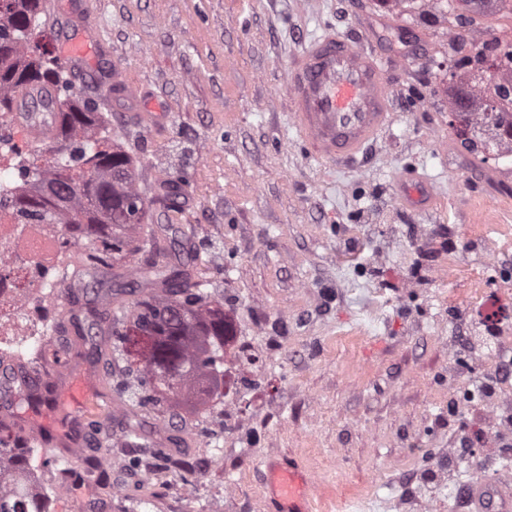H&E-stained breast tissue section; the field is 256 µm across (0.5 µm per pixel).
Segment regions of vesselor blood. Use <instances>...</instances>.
I'll return each instance as SVG.
<instances>
[{
  "label": "vessel or blood",
  "mask_w": 512,
  "mask_h": 512,
  "mask_svg": "<svg viewBox=\"0 0 512 512\" xmlns=\"http://www.w3.org/2000/svg\"><path fill=\"white\" fill-rule=\"evenodd\" d=\"M60 40L61 57L75 75L98 86L116 84L114 66L86 67L90 47L101 43L98 34H64ZM382 75L378 56L332 31L307 44L302 58L288 70L286 88L293 122L314 156L357 158L388 126L391 104ZM270 473L282 512H310L308 472L295 464H276Z\"/></svg>",
  "instance_id": "1"
}]
</instances>
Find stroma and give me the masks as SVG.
<instances>
[{"mask_svg": "<svg viewBox=\"0 0 512 512\" xmlns=\"http://www.w3.org/2000/svg\"><path fill=\"white\" fill-rule=\"evenodd\" d=\"M121 79L139 98L76 82L136 158L165 260L223 296L244 349L234 408L168 402L143 409L140 443L124 436L122 367L109 337L72 359L56 385L89 379L104 436L127 460L119 474L79 472L72 492L121 482L127 512H277L268 464L293 459L314 477L318 512H469L439 496L428 473L489 426L485 403L449 413L454 354L478 353L473 307L495 292L512 325V155L465 148L449 124L448 24L416 0L402 13L377 0H87ZM369 45L386 61L392 118L356 163L319 160L300 139L285 95L290 63L323 30ZM418 171L433 199L420 201ZM188 183L178 208L161 186ZM455 267L439 279L441 253ZM22 426L58 433L59 468L101 458L79 427L83 409H14ZM167 425L164 475L145 481L155 430ZM218 426L206 447L193 431ZM200 491L172 481L185 469ZM238 495H229L230 486Z\"/></svg>", "mask_w": 512, "mask_h": 512, "instance_id": "1", "label": "stroma"}]
</instances>
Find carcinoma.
Here are the masks:
<instances>
[{"label":"carcinoma","mask_w":512,"mask_h":512,"mask_svg":"<svg viewBox=\"0 0 512 512\" xmlns=\"http://www.w3.org/2000/svg\"><path fill=\"white\" fill-rule=\"evenodd\" d=\"M486 0H452L461 26L466 14L480 10ZM49 14L45 0H0V113L22 112L29 100L48 102L58 124V149L41 165H17L21 189L5 207L17 224H67L72 227L71 248L89 243L75 275L94 278L100 267L118 265L141 255L133 274L141 282L161 284L127 305L112 306V299L90 311L91 324L105 326L113 336L112 353L124 364L121 392L134 408L150 407L161 413L164 403L193 396L224 395V346L233 325L224 299L208 291V282L188 269L170 265L157 253L149 205L135 212L128 199L142 194L134 158L112 140L108 122L96 102L72 91L66 65L42 44ZM470 53L448 59V81L459 87L450 109L453 118L466 113L457 135L478 140L482 151L502 152L512 142V60L490 70L487 58L498 56L499 40L466 41ZM512 47V41L504 44ZM170 207L178 204L186 181L165 179ZM74 309L59 329L75 336L89 328ZM53 436L34 441L13 421L0 419V512H50L45 490L28 480L34 452L53 454Z\"/></svg>","instance_id":"cac0c4a2"}]
</instances>
